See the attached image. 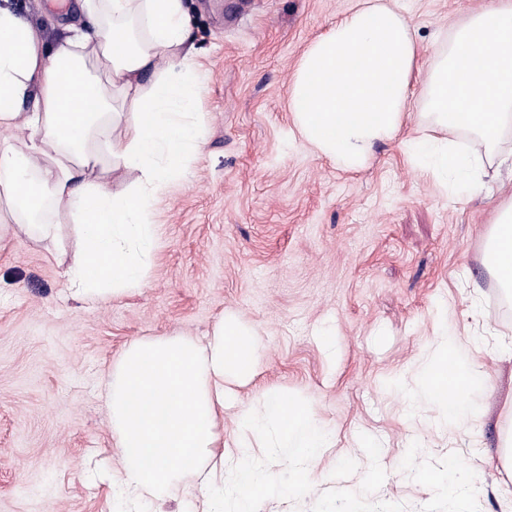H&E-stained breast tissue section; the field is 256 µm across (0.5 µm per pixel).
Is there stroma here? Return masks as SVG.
<instances>
[{
    "instance_id": "35a3bbf8",
    "label": "stroma",
    "mask_w": 512,
    "mask_h": 512,
    "mask_svg": "<svg viewBox=\"0 0 512 512\" xmlns=\"http://www.w3.org/2000/svg\"><path fill=\"white\" fill-rule=\"evenodd\" d=\"M190 43L204 80L203 137L191 182L173 181L154 208L159 226L147 287L75 299L53 244L0 237V512H115L117 464L106 392L131 342L205 340L232 313L254 331L258 375L238 392L258 404L288 387L312 402L336 442L311 492L263 498L257 512H503L512 473L500 417L480 437L411 421L391 381L434 344L440 310L449 335L484 337L480 362L501 384L512 362V295L485 266L494 211L512 197V166L480 190L454 192L424 172L405 140L429 130L421 90L439 42L493 0H391L414 27L418 67L398 139L347 171L311 148L288 109L309 45L357 0H187ZM56 36L85 17L78 0H14ZM480 285L479 294L465 288ZM334 332L326 348L322 331ZM380 445L363 470L342 469L363 438ZM425 448L414 471L410 442ZM459 459L471 492L434 490L425 472ZM379 480L363 486L364 470Z\"/></svg>"
}]
</instances>
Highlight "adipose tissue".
<instances>
[{
  "label": "adipose tissue",
  "instance_id": "ef3b65f1",
  "mask_svg": "<svg viewBox=\"0 0 512 512\" xmlns=\"http://www.w3.org/2000/svg\"><path fill=\"white\" fill-rule=\"evenodd\" d=\"M82 10L84 26L52 38L0 0V129L21 138L0 141V224L54 240L60 215L71 217L76 247L58 263L85 298L145 286L158 237L154 206L172 180L191 176L202 85L184 0H83ZM416 68L408 19L385 0H359L303 54L289 108L307 143L357 169L405 125ZM423 97L434 128L469 141L462 149L415 141L413 154L435 178L475 187L512 128V0L471 12L449 31ZM128 112L134 122H124ZM115 173L132 178V192L113 195ZM491 236L488 264L512 287V198L497 207ZM256 350L250 328L227 314L207 344L157 336L120 353L108 393L112 483L132 512H159L189 473L199 504L188 512H250L263 495L308 491L306 478L334 437L289 389L242 406V436L224 445V409L233 385L255 377ZM414 378L411 406L434 410L438 429L489 423L491 409L474 393L495 383L454 337H440ZM258 448L272 449L288 485L261 474Z\"/></svg>",
  "mask_w": 512,
  "mask_h": 512
}]
</instances>
